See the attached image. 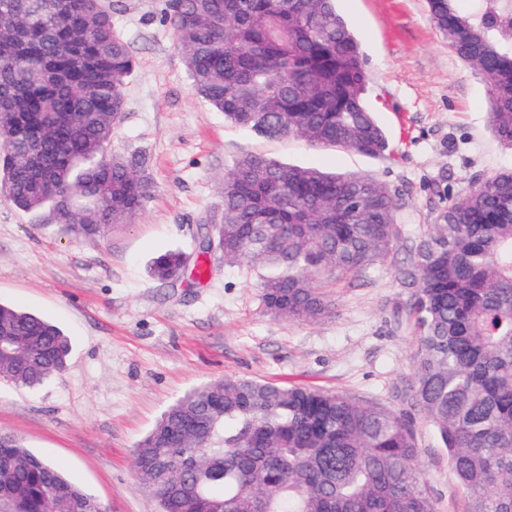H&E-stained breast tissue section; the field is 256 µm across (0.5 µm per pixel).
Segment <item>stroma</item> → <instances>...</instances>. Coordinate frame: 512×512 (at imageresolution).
<instances>
[{"mask_svg":"<svg viewBox=\"0 0 512 512\" xmlns=\"http://www.w3.org/2000/svg\"><path fill=\"white\" fill-rule=\"evenodd\" d=\"M111 3L137 60L112 146L146 158L156 191L134 222L78 241L49 211L25 212L0 196V302L56 324L71 344L65 369L38 389L0 382V433L54 463L107 512H157L139 487L135 444L201 384L236 375L410 408L411 291L395 263L336 289L318 321L269 316L250 268L199 254L203 225L221 216L225 167L258 153L371 173L398 191L408 223L428 224L438 193H463L512 168V148L490 128L483 77L449 50L426 0H336L361 43L368 96L393 148L377 158L226 123L190 87L163 21L166 0ZM177 249L203 257L208 278L190 271L172 286L153 281L151 259ZM415 433L438 512H466L435 431L419 418Z\"/></svg>","mask_w":512,"mask_h":512,"instance_id":"stroma-1","label":"stroma"}]
</instances>
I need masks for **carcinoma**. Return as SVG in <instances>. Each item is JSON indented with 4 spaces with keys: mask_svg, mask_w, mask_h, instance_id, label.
I'll return each mask as SVG.
<instances>
[{
    "mask_svg": "<svg viewBox=\"0 0 512 512\" xmlns=\"http://www.w3.org/2000/svg\"><path fill=\"white\" fill-rule=\"evenodd\" d=\"M448 46L486 79L496 137L512 147V0H427ZM165 20L194 92L266 137L368 156L390 143L367 102L361 45L335 0H169ZM137 68L104 0H0V193L95 238L144 210L143 162L107 146ZM206 247L256 272L266 312L312 322L328 289L405 247L417 291L414 411L436 432L468 512H512V170L473 182L434 223L406 228L398 194L368 173L332 174L248 154L225 168ZM186 254L156 255L161 284ZM0 378L35 389L62 371L68 340L0 304ZM159 512H437L404 415L337 393L227 376L178 398L135 448ZM0 512H104L24 442L0 434Z\"/></svg>",
    "mask_w": 512,
    "mask_h": 512,
    "instance_id": "1",
    "label": "carcinoma"
}]
</instances>
